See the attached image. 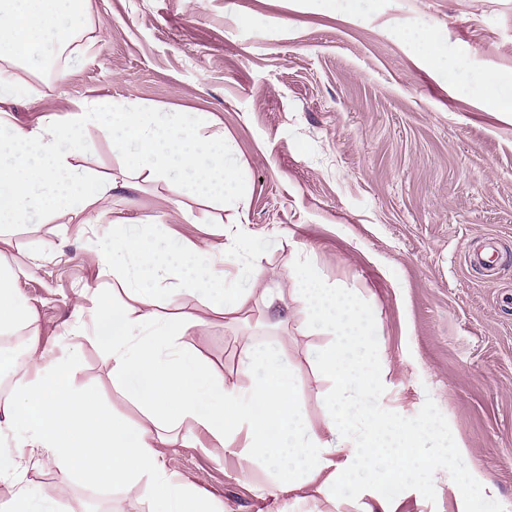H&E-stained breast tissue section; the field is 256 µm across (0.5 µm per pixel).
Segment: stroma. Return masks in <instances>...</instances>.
I'll return each instance as SVG.
<instances>
[{"label":"stroma","mask_w":512,"mask_h":512,"mask_svg":"<svg viewBox=\"0 0 512 512\" xmlns=\"http://www.w3.org/2000/svg\"><path fill=\"white\" fill-rule=\"evenodd\" d=\"M84 33L56 80L38 63H5L36 101L13 110L20 122L43 111L66 114L74 101L137 98L157 109L198 113L203 133L223 132L245 173L241 199L215 202L211 223L186 222L194 198L166 204L165 189L141 183L113 194L109 209L190 240H220L240 223L263 256L243 282L246 321L190 329L193 346L248 387L239 369L245 347L282 353L303 393V418L320 427L324 383L314 363L328 339L300 330L288 291L306 271L322 283L359 291L373 315L370 351L389 373L382 407L426 414L442 429L425 438L436 471L393 501V512H456L449 475L479 471L474 512H512V112L491 111L480 85L512 83V0H91ZM448 50L427 59L423 36ZM500 238L494 271L467 267V242ZM95 238L61 217L16 224L0 261L27 270L20 286L39 309L33 328L60 353L92 304ZM280 289L278 325L263 322L265 289ZM77 386L131 422L143 419L112 387L100 348L84 342ZM465 454L448 458L444 440ZM165 469L190 482L224 512H280L266 475L241 472L231 455L198 448L165 452ZM150 512L148 498L118 485L72 484L62 512Z\"/></svg>","instance_id":"1"}]
</instances>
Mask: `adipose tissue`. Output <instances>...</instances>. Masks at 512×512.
<instances>
[{"instance_id": "adipose-tissue-1", "label": "adipose tissue", "mask_w": 512, "mask_h": 512, "mask_svg": "<svg viewBox=\"0 0 512 512\" xmlns=\"http://www.w3.org/2000/svg\"><path fill=\"white\" fill-rule=\"evenodd\" d=\"M89 4L0 0V59L20 63L58 49ZM32 96L29 85L0 72V224H49L66 216L97 232V301L90 329L73 327L60 355L31 338L13 391L0 396V436H10L12 445L0 451V479L14 488L0 512H60L76 481L149 494L153 512H223L191 483L168 477L163 450L176 444L213 456L238 448L240 460L264 468L273 496L311 487L355 512H388L393 493L432 475L435 460L418 450L432 420L378 405L386 372L369 351L371 315L355 296L322 287L306 272L291 283L305 330L329 338L315 363L326 384L318 431L304 422L303 397L278 351L245 350L239 367L250 384L229 386L212 362L178 342L185 328L207 327V320L161 314L188 296L212 315L237 318L244 304L238 284L260 259L242 225L218 243L172 247L137 224L105 227L117 184L92 168L96 146L84 129L94 116H102V130L128 172L163 184L173 205L185 194L242 195V170L223 135H202L191 113L148 111L134 99H84L66 115L45 112L19 123L9 107ZM35 317L19 274L0 264V334L30 326ZM88 333L111 365L113 386L141 409L142 423L107 412L96 391L75 388L73 350ZM45 461L60 483L27 484V468ZM358 489L370 502L355 497Z\"/></svg>"}]
</instances>
